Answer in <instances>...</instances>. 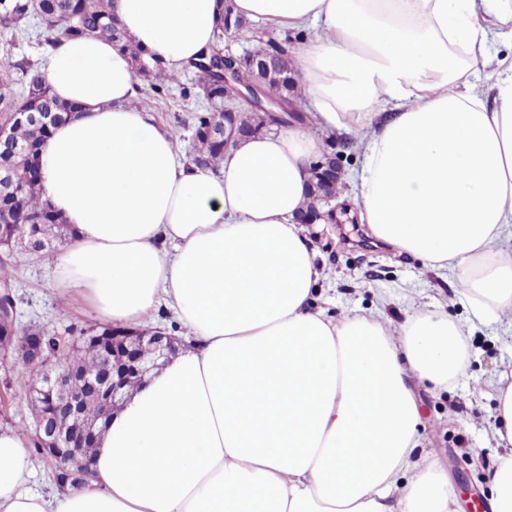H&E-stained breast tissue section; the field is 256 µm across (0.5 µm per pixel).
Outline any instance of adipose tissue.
Listing matches in <instances>:
<instances>
[{
  "instance_id": "obj_1",
  "label": "adipose tissue",
  "mask_w": 512,
  "mask_h": 512,
  "mask_svg": "<svg viewBox=\"0 0 512 512\" xmlns=\"http://www.w3.org/2000/svg\"><path fill=\"white\" fill-rule=\"evenodd\" d=\"M248 20L318 28L293 63L308 125L240 140L213 171L131 107L127 52L59 42L46 80L75 104L40 155L44 200L74 235L63 292L138 324L166 298L179 352L112 411L77 488L25 489L23 441L0 432V512H452L418 465L414 386L466 368L461 327L427 309L400 338L380 316L316 309L317 254L296 216L320 131L367 133L361 223L432 270H458L480 320L512 313V57L487 70L512 0H234ZM222 0H115L131 40L178 76L211 45ZM396 103L380 127V104ZM491 512H512V379L501 377ZM415 477L397 487L399 473Z\"/></svg>"
}]
</instances>
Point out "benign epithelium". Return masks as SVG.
Segmentation results:
<instances>
[{
    "instance_id": "benign-epithelium-1",
    "label": "benign epithelium",
    "mask_w": 512,
    "mask_h": 512,
    "mask_svg": "<svg viewBox=\"0 0 512 512\" xmlns=\"http://www.w3.org/2000/svg\"><path fill=\"white\" fill-rule=\"evenodd\" d=\"M251 64L268 70H294L283 56L251 60ZM225 110L246 103L262 109L259 87L241 90L233 84L224 89ZM177 339L160 330L147 334L113 329L112 351H103L106 362L103 372L90 376L64 365L43 368L40 397L46 399L48 412L36 428V441L42 453L59 462L56 483L80 486L92 476L90 464L81 459L82 449L93 443L95 430L77 424L86 405L91 401L106 402L116 409L129 397V384L141 383L147 374L161 367L175 354ZM11 346L24 365L38 367L47 357L45 339L16 335L15 306L0 301V346Z\"/></svg>"
}]
</instances>
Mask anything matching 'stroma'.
Here are the masks:
<instances>
[{
  "instance_id": "1",
  "label": "stroma",
  "mask_w": 512,
  "mask_h": 512,
  "mask_svg": "<svg viewBox=\"0 0 512 512\" xmlns=\"http://www.w3.org/2000/svg\"><path fill=\"white\" fill-rule=\"evenodd\" d=\"M137 100L157 124L176 127L181 151L192 154V131L182 123L190 107L183 102L178 85H171L163 101L150 100L143 93ZM320 141L322 152L340 158L342 181L346 189H353L364 163L363 144L335 133L322 134ZM349 225L346 219L332 224L321 220L304 227L326 275L316 293V306L335 317L354 309L370 310L395 327L411 306L420 305L445 312L464 327L468 355L464 375L444 390L425 383L416 386L420 424L415 453L420 459L436 455L448 475L453 512H491L488 469L504 452L495 433L497 382L512 372V322L479 323L455 286L456 272L429 270L419 259L397 254L363 229L353 240H345ZM8 271L19 328L97 325V318L81 303L60 305L51 255L9 263ZM25 371V365L11 357L0 363V428L25 442L35 473L31 486L46 491L56 481L51 463L35 446L27 394L16 382Z\"/></svg>"
}]
</instances>
